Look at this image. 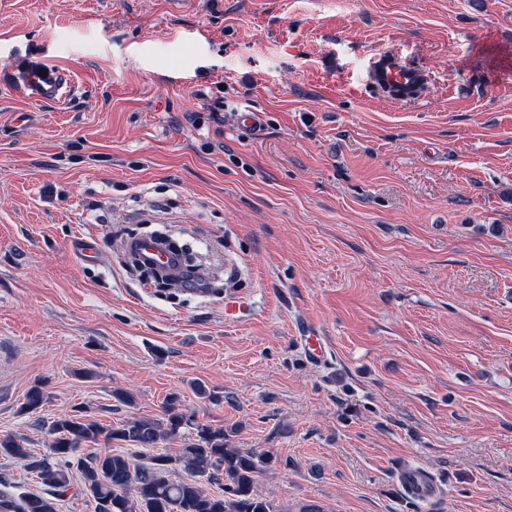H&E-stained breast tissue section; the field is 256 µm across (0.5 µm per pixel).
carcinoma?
I'll list each match as a JSON object with an SVG mask.
<instances>
[{
    "instance_id": "obj_1",
    "label": "carcinoma",
    "mask_w": 512,
    "mask_h": 512,
    "mask_svg": "<svg viewBox=\"0 0 512 512\" xmlns=\"http://www.w3.org/2000/svg\"><path fill=\"white\" fill-rule=\"evenodd\" d=\"M186 427L196 430L195 436L174 456H151L138 463L108 450L82 463L80 489L93 498L95 512H274L256 490L257 474L273 455L231 447L223 428L195 423L173 402L160 419L131 418L109 429L82 413L61 417L52 423L53 440L39 458L14 435H0V453L28 461L43 486L40 493H17L8 477L0 478V512H57L56 502L74 488L71 458L102 435L135 448H153ZM178 471L186 477L174 478ZM199 477L224 480V492L208 493Z\"/></svg>"
}]
</instances>
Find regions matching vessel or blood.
Masks as SVG:
<instances>
[{"label":"vessel or blood","mask_w":512,"mask_h":512,"mask_svg":"<svg viewBox=\"0 0 512 512\" xmlns=\"http://www.w3.org/2000/svg\"><path fill=\"white\" fill-rule=\"evenodd\" d=\"M11 76L27 92L29 99L36 103L61 99L71 90L68 76L52 67L45 69L38 64H25L15 68ZM369 81L395 102L418 101L424 90L423 73L389 51L377 55L369 72ZM128 248L136 252L142 262L171 271L181 266L178 254L161 248L150 237L136 238L129 243ZM400 482L405 493L420 499L434 497L439 490L432 475L420 468L403 470Z\"/></svg>","instance_id":"1"}]
</instances>
